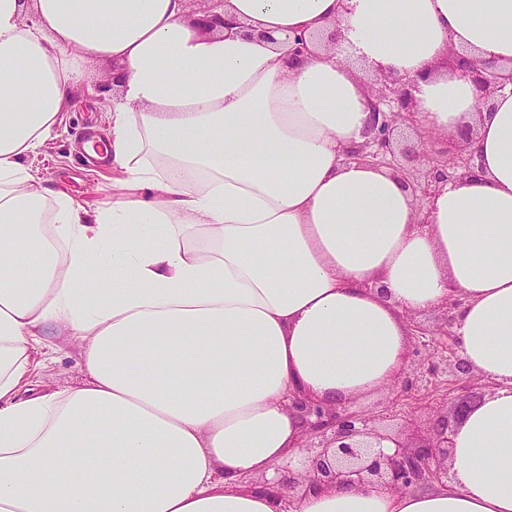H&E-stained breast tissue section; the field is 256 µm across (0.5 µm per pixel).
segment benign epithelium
<instances>
[{
    "label": "benign epithelium",
    "instance_id": "1",
    "mask_svg": "<svg viewBox=\"0 0 512 512\" xmlns=\"http://www.w3.org/2000/svg\"><path fill=\"white\" fill-rule=\"evenodd\" d=\"M195 9L189 13L202 31H224L228 25L224 14L215 11L217 0H190ZM291 54L296 57L312 52V38L302 33L288 36ZM453 64L474 86L478 102L485 105L493 94L512 88V68H502L494 61L469 58L453 52ZM370 84V120L365 141L345 151L347 161L388 166L399 172L413 197L431 198L440 187L472 172L474 156L464 145L447 143L441 156L432 158L427 152L412 151L406 161L424 165L423 179H414L401 167L397 154L401 152L395 131L400 125L412 124L411 81L376 73ZM448 338V354L433 362L427 373L407 367L394 382L398 394L407 396L418 390L424 375L448 376L457 394L449 408L439 409L426 428L415 435L414 441H404L380 426L390 417L387 412L363 414L350 409L323 406L313 401L296 399L292 402L303 423L300 448L305 452L301 469L288 470V482H263L262 489L277 500L287 499L285 488L319 492L326 487H383L390 490H410L429 487L448 479V456L451 448L452 423L468 406L483 397L491 382L470 372L458 353V338L452 330H442ZM395 445L391 454L379 451L381 443Z\"/></svg>",
    "mask_w": 512,
    "mask_h": 512
}]
</instances>
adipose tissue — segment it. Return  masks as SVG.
<instances>
[{"mask_svg":"<svg viewBox=\"0 0 512 512\" xmlns=\"http://www.w3.org/2000/svg\"><path fill=\"white\" fill-rule=\"evenodd\" d=\"M0 0V512H278L248 489L298 456L296 396L352 407L403 372L408 315L445 307L491 382L448 480L333 487L293 512H512V91L480 106L451 50L512 62V0ZM338 48L295 59L292 32ZM116 63L114 177L87 210L23 164L92 61ZM413 79L416 128L474 130L471 175L418 212L345 162L357 67ZM111 282L102 293L100 282ZM63 336L90 376L33 394ZM192 2L196 8L192 10V5H190L189 11L192 10L191 13L188 14L189 17H192L194 23L197 24L198 29L202 31H221L224 32V26L228 25L226 19H224V12L218 13L214 11L216 8L215 2H223V0H187ZM191 4V3H190ZM200 14V17H194V15Z\"/></svg>","mask_w":512,"mask_h":512,"instance_id":"adipose-tissue-1","label":"adipose tissue"}]
</instances>
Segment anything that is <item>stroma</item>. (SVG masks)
Masks as SVG:
<instances>
[{
	"mask_svg": "<svg viewBox=\"0 0 512 512\" xmlns=\"http://www.w3.org/2000/svg\"><path fill=\"white\" fill-rule=\"evenodd\" d=\"M112 77L109 62L89 65L87 87L78 88L70 103L58 115V123L43 148L25 158V165L39 170L47 189L63 191L87 209H94L103 197L101 187L112 180L111 165L93 160L85 149L86 133L106 138L110 122L111 94L96 92L98 84ZM54 350L39 370L34 388L38 391L64 390L83 385L88 375L82 364L79 347L63 338H53ZM453 393L444 378L431 379L426 390L415 398L388 393L364 401L359 411L370 413L392 408L400 421L415 419L425 423L440 405L450 401Z\"/></svg>",
	"mask_w": 512,
	"mask_h": 512,
	"instance_id": "stroma-1",
	"label": "stroma"
}]
</instances>
